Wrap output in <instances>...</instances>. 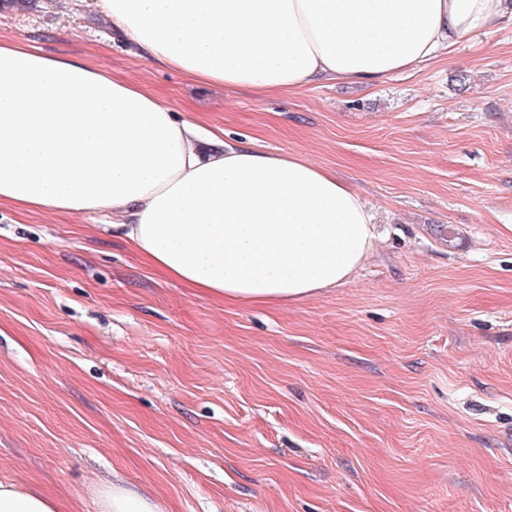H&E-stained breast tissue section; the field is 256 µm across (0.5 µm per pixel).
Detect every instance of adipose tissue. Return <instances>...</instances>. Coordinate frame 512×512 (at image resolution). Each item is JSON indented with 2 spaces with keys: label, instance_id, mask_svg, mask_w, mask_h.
<instances>
[{
  "label": "adipose tissue",
  "instance_id": "ef3b65f1",
  "mask_svg": "<svg viewBox=\"0 0 512 512\" xmlns=\"http://www.w3.org/2000/svg\"><path fill=\"white\" fill-rule=\"evenodd\" d=\"M113 29L186 76L256 92L372 84L512 23V0H96ZM214 148L202 152V139ZM111 214L112 233L213 297L295 303L344 284L376 239L335 174L293 152L225 145L141 87L0 41V206ZM0 512H60L0 479ZM100 512H162L113 479Z\"/></svg>",
  "mask_w": 512,
  "mask_h": 512
}]
</instances>
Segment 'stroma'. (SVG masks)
<instances>
[{
  "mask_svg": "<svg viewBox=\"0 0 512 512\" xmlns=\"http://www.w3.org/2000/svg\"><path fill=\"white\" fill-rule=\"evenodd\" d=\"M0 38L299 153L374 214L344 285L287 306L170 279L94 219L0 209V477L98 512H512V28L366 86L259 94L152 62L92 0ZM100 512H163L151 497L127 487L119 478L112 477L102 491Z\"/></svg>",
  "mask_w": 512,
  "mask_h": 512,
  "instance_id": "1",
  "label": "stroma"
}]
</instances>
